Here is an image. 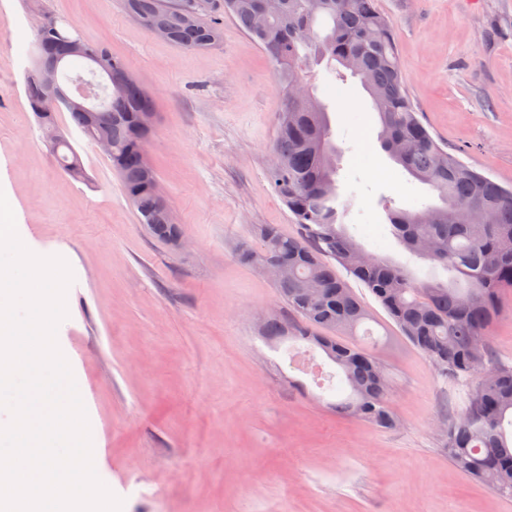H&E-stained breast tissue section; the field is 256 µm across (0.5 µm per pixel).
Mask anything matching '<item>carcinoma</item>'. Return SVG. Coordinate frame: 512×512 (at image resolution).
I'll list each match as a JSON object with an SVG mask.
<instances>
[{
	"label": "carcinoma",
	"instance_id": "obj_1",
	"mask_svg": "<svg viewBox=\"0 0 512 512\" xmlns=\"http://www.w3.org/2000/svg\"><path fill=\"white\" fill-rule=\"evenodd\" d=\"M124 0L145 30L160 21L173 27L170 43L183 49L206 48L220 41L222 27L206 22L202 13L225 14L250 35L270 60L284 92L272 146L281 167L268 171L274 191L301 225L303 234L290 237L275 225L260 229L262 247L244 248L239 258L253 264L269 257L288 260V279L275 283L281 300L299 321L288 325L277 316L265 322L266 335L290 336L320 348L342 373L350 390L333 403L336 411L374 427L391 429L397 419L387 397V382L376 358L366 349L332 336L354 334L368 318L365 307L337 274L340 265L380 302L389 317L418 350L443 372L467 383L462 409L445 428L448 458L463 473L484 482L501 497L512 498V363L496 358L485 332L499 317V295L512 288V189L481 175L449 154L417 116L405 86L390 21L375 0H280L279 11L267 26L255 29V15L263 0ZM192 9L193 21L179 24L173 16ZM34 32L30 61L53 55L60 65L98 60L102 69L121 80L107 90L102 81H89L103 111L118 119L103 124L112 139L109 163L121 178L126 198L141 223L159 212L165 199L157 178L148 175L140 113L153 111L145 88L129 73L125 61L112 54L106 42L81 40L73 52L77 26L48 15ZM337 63L329 70L338 97L348 94L338 67L360 79L378 112L380 139L392 159L413 179L437 192L441 205L417 210L387 208L391 233L414 256L447 273L419 279L405 268L367 252L343 222L347 210L336 205V166L328 161L336 146L325 106L304 87L301 98L292 84L305 70L321 63ZM32 112L41 114V130L53 132L48 148L58 167L72 180L87 179L79 155L56 123L60 108L52 103L37 78L25 81ZM486 206L477 221L461 213L474 200Z\"/></svg>",
	"mask_w": 512,
	"mask_h": 512
}]
</instances>
